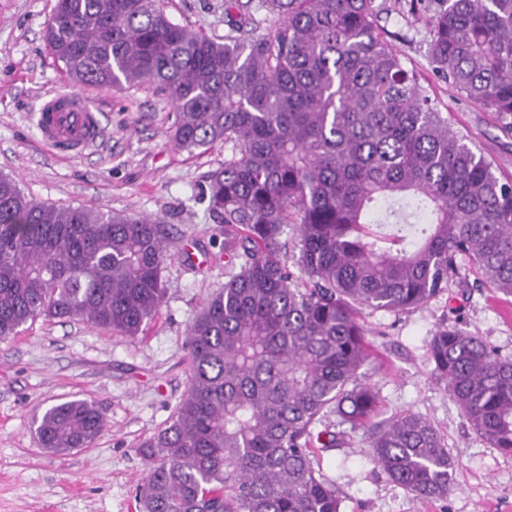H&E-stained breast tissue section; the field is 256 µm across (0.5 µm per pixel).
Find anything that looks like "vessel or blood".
I'll list each match as a JSON object with an SVG mask.
<instances>
[{"instance_id":"1","label":"vessel or blood","mask_w":512,"mask_h":512,"mask_svg":"<svg viewBox=\"0 0 512 512\" xmlns=\"http://www.w3.org/2000/svg\"><path fill=\"white\" fill-rule=\"evenodd\" d=\"M35 124L44 145L68 156L98 147L104 140L97 108L70 89L45 97L35 113Z\"/></svg>"}]
</instances>
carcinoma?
<instances>
[{"instance_id": "1", "label": "carcinoma", "mask_w": 512, "mask_h": 512, "mask_svg": "<svg viewBox=\"0 0 512 512\" xmlns=\"http://www.w3.org/2000/svg\"><path fill=\"white\" fill-rule=\"evenodd\" d=\"M224 0L228 32L169 19L160 0H57L49 47L74 81L148 83L168 95L173 140L224 143L208 176L224 225V288L189 328V387L142 442L140 512H341L311 449L360 431L366 453L422 502L448 498L457 466L411 411L379 417L359 382L364 309L409 310L468 264L512 296V181L448 125L379 33L375 0ZM448 85L512 117V0H410ZM297 225L298 272L281 234ZM166 227L45 204L0 175V340L37 319L142 333L165 296ZM428 352L474 432L512 453V359L475 334L437 330ZM329 413L345 431L323 426ZM99 407L73 399L36 421L43 447L87 448Z\"/></svg>"}]
</instances>
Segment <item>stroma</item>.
Wrapping results in <instances>:
<instances>
[{
	"label": "stroma",
	"instance_id": "obj_1",
	"mask_svg": "<svg viewBox=\"0 0 512 512\" xmlns=\"http://www.w3.org/2000/svg\"><path fill=\"white\" fill-rule=\"evenodd\" d=\"M382 39L497 177L512 180V125L437 79L428 28L407 0H383ZM56 0H0V174L20 178L38 200L100 213L145 215L166 226L171 254L165 298L141 335L78 320L35 321L0 341V512H140L136 492L147 463L143 441L164 428L188 389V329L203 301L224 286V226L208 208L209 174L223 144L186 151L172 139L167 96L149 85L76 86L101 114V147L80 156L43 149L33 122L41 98L72 85L45 38ZM168 17L211 37L227 33L224 0H163ZM371 361L362 382L383 414L429 419L457 462L447 499L416 500L368 458L361 435L317 452L314 463L338 488L341 512H512V453L473 431L438 380L428 342L443 327L472 332L512 357V296L476 285L461 270L439 296L406 311L366 310ZM77 397L96 402L106 428L88 448H42L33 420Z\"/></svg>",
	"mask_w": 512,
	"mask_h": 512
}]
</instances>
